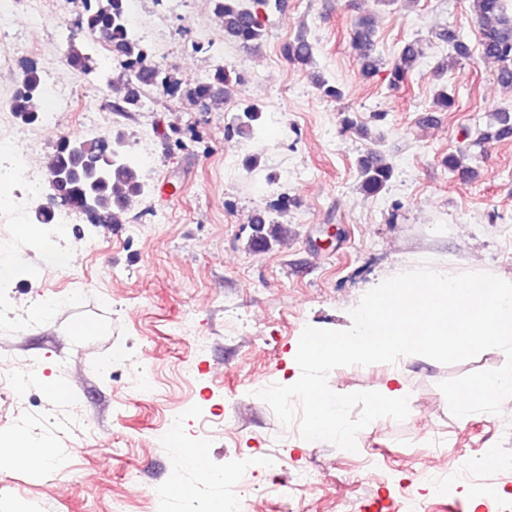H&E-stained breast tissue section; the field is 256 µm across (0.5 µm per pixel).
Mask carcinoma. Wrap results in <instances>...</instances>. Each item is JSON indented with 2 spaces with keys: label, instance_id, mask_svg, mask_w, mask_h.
I'll return each instance as SVG.
<instances>
[{
  "label": "carcinoma",
  "instance_id": "1",
  "mask_svg": "<svg viewBox=\"0 0 512 512\" xmlns=\"http://www.w3.org/2000/svg\"><path fill=\"white\" fill-rule=\"evenodd\" d=\"M213 11L218 14L224 27V38L244 49L256 51L266 37L268 21L258 18L251 0H211ZM471 20L477 27V44L481 57L497 65V80L505 88H512V12H508L506 0H470ZM83 38L70 39L65 53L67 66L85 74L96 70L95 59L89 51L93 42L109 44L112 58L127 70L123 90L112 100V111L126 116L140 110L143 96L150 88L170 86L165 69L148 59V49L137 33L127 26V0H96V5L86 10L77 22ZM437 38L452 44L459 58L469 56L470 48L460 41L451 30H443ZM351 41L360 52L361 73L370 78L380 72L382 61L375 55L374 20L370 16L357 17L352 25ZM285 58L292 65L304 70L313 64V45L300 33L283 48ZM424 56L423 44L410 41L401 48L399 57L388 77V85L399 89L408 82ZM41 76L34 68L21 77L20 88L12 100L13 116L25 125L37 122V106L32 99ZM233 79L225 68L216 69L212 79L198 85L196 96L213 97L216 86L224 87V95L230 94ZM262 109L250 103L242 112L234 115L232 127L248 137L257 133L256 122ZM512 138V113L501 110L493 113V122L486 125L469 143V148L448 155V170L471 177L475 170L468 164L474 151L484 145ZM128 139L124 131H112V140L102 147L95 139L79 136L62 139L48 158L46 167L54 174L51 193L63 204L84 212L112 213V222L128 211L145 193L138 161L127 149ZM361 187L368 195L383 191L392 177V166L379 153H370L359 161ZM289 199H278L277 207L263 210L252 218V234L247 248L250 251L270 249L272 243L288 236V225L278 216L287 209Z\"/></svg>",
  "mask_w": 512,
  "mask_h": 512
}]
</instances>
